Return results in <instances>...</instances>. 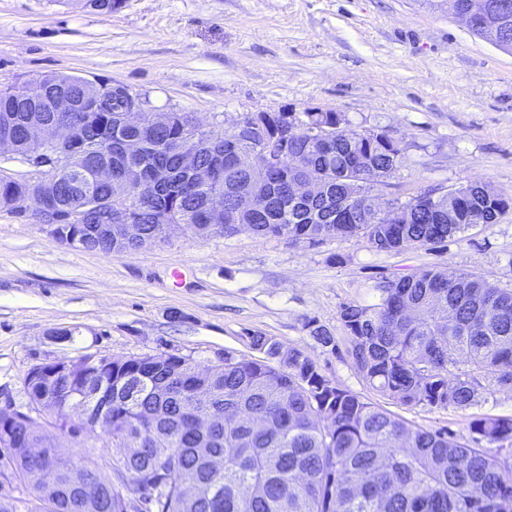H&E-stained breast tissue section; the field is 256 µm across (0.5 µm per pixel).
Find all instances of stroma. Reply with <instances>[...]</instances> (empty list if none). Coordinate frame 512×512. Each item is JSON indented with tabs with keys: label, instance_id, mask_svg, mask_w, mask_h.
<instances>
[{
	"label": "stroma",
	"instance_id": "stroma-1",
	"mask_svg": "<svg viewBox=\"0 0 512 512\" xmlns=\"http://www.w3.org/2000/svg\"><path fill=\"white\" fill-rule=\"evenodd\" d=\"M50 72L123 85L150 109L207 126L251 112H338L400 141L405 160L388 191L401 200L467 182L512 197V51L469 31L445 0H125L109 15L0 0V87ZM433 266L512 289V210L461 239L399 253L354 238L312 246L176 230L112 257L0 210V387L21 411L36 364L167 353L208 366L228 353L254 357L248 338L260 333L424 428L465 433L475 420L512 417L510 390L465 410L381 399L347 356L341 306L372 302L376 280ZM311 321L333 332L335 351L314 340ZM56 329L75 336L52 341Z\"/></svg>",
	"mask_w": 512,
	"mask_h": 512
}]
</instances>
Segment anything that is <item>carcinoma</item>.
I'll list each match as a JSON object with an SVG mask.
<instances>
[{
    "label": "carcinoma",
    "instance_id": "carcinoma-1",
    "mask_svg": "<svg viewBox=\"0 0 512 512\" xmlns=\"http://www.w3.org/2000/svg\"><path fill=\"white\" fill-rule=\"evenodd\" d=\"M123 0H73L84 10L108 15ZM66 88L81 107L35 112L46 92ZM127 88L97 87L74 75L42 74L0 89V138L9 136L16 156L46 147L29 139L37 122L72 128L67 167L56 182L0 177V209L58 222L63 244L105 256L138 250L111 240L98 225L75 227L69 208L126 205L143 236L165 239L181 224L199 239L241 232L320 243L356 237L377 252H401L455 240L474 226L497 222L509 203L466 184L453 201L419 194L408 204L410 219L394 224L376 215L371 192L404 162L399 141L384 132L352 127L338 112H305V125L336 126V137L288 142L280 161L264 167L282 112H258V123L240 134L205 129L191 112L175 113L159 133L144 123H122ZM193 150L209 172L202 180L182 164ZM112 168L98 182L93 167ZM137 167L155 186L150 197L126 181ZM361 177L355 187L348 174ZM318 175L324 191L296 199L288 182ZM252 194L247 211L216 213L211 198ZM373 304L342 305L339 317L346 353L366 386L400 405L456 408L474 405L491 386L512 389V289L474 273L425 268L371 285ZM323 347L335 336L307 323ZM259 359L224 354L199 370L174 354L130 356L94 365L84 375L56 373L49 384L24 377L30 412L13 411L0 448V512H512V418L485 417L469 434L424 429L334 384L301 349L261 334L249 337ZM464 367H459V363ZM100 387L112 390L110 447L119 458L117 483L86 456L78 469L28 456L34 445L54 446L52 432L86 443L100 438L90 421L71 425V403ZM202 396L222 418L216 430L199 428L194 402ZM49 413L40 422L31 413ZM55 496L38 489L48 480Z\"/></svg>",
    "mask_w": 512,
    "mask_h": 512
}]
</instances>
